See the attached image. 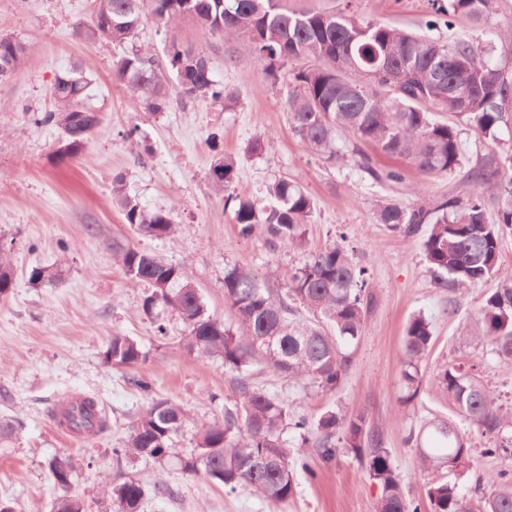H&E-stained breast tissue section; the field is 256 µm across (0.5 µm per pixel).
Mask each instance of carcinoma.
Here are the masks:
<instances>
[{
	"label": "carcinoma",
	"mask_w": 512,
	"mask_h": 512,
	"mask_svg": "<svg viewBox=\"0 0 512 512\" xmlns=\"http://www.w3.org/2000/svg\"><path fill=\"white\" fill-rule=\"evenodd\" d=\"M435 12L468 17L485 24L499 11V0H448L449 9L432 0ZM188 18L196 26L225 38L243 36L247 51L266 71L276 74L294 61L307 65L293 73L294 87L286 107L289 125L314 155H334L336 136L344 132L357 143H370L386 156L404 159L427 174L451 173L460 165L455 128L432 119L435 112H450L469 121L486 136L512 119V67L485 60L479 45L457 40L448 45L405 32L390 25L363 22L344 12L297 10L288 0H96L92 23L76 25L77 33L93 44L100 40L125 43L143 22L167 25ZM29 45L0 37V60L10 72L22 64ZM176 74L180 96L224 102L232 93L213 79L206 52L189 43L172 41L159 57L131 49L113 62L112 77L146 100L153 112L170 102L172 89L165 67ZM90 81L81 66L58 76L52 88L55 109L33 116V121L62 129L65 151L59 160L78 155L90 135L80 125L87 112L82 99ZM89 113V112H87ZM94 126L100 119L89 113ZM235 162L224 157L211 170V181L224 189L233 181ZM475 178L489 185L465 201L442 202L432 208L401 207L384 203L378 223L406 237L423 226L425 260L436 283L453 291H467L497 274L501 237L512 233V154ZM272 200L260 206L246 196H232L238 235H266L269 244L301 248L315 201L294 182L281 178L266 188ZM112 199L126 224L142 236L164 237L173 232L169 215L149 212L125 192L121 179L112 184ZM497 204V219L487 217L488 202ZM114 256L128 279L150 289L142 310L172 309L184 324V345L190 354L219 358L233 371L253 362L269 373L297 383L336 388L351 365V349L362 335L374 296L367 289L365 270L340 242L313 252L306 263L286 275L280 291L262 281L251 269L234 265L224 270V300L230 304L235 325L227 326L207 311L197 288L177 267L155 254L116 241ZM13 269L0 250V297L12 288ZM297 301L319 321L297 317ZM469 337L474 349L490 347L498 357L512 359V278L490 290L475 315ZM433 337L431 323L421 314L406 326L401 358L402 392L399 404L415 402L423 391L422 362ZM106 362L134 368L146 352L129 336H114L105 351ZM448 397V408L461 421L487 438L486 446L472 448L466 434L447 420L430 424L434 447L420 453L426 469L445 468L450 479L435 480L427 488L431 512H512V478L500 473L490 489L475 498L462 492L459 480L472 465L474 454L512 461V405L501 402L476 372V365L450 363L435 377ZM240 403L224 411V421L201 428L193 453L180 459L181 469L234 490L246 489L269 502L288 500L294 491L292 453L281 441V427L291 419L288 402L238 379ZM50 417L77 436H96L110 429L109 415L98 399H64L48 409ZM184 411L169 400L157 401L139 418L121 456L165 458L172 435L182 426ZM294 428L317 430L316 452L324 460L337 453L332 438L341 434L344 447L357 454L369 449L368 475L381 487L376 512H421L407 497L395 473L381 436L366 428L363 411L322 414L312 424L305 417ZM49 469L59 493L50 512H84L81 500L69 494L74 464L55 458ZM113 512H138L143 486L132 479L111 488Z\"/></svg>",
	"instance_id": "cac0c4a2"
}]
</instances>
